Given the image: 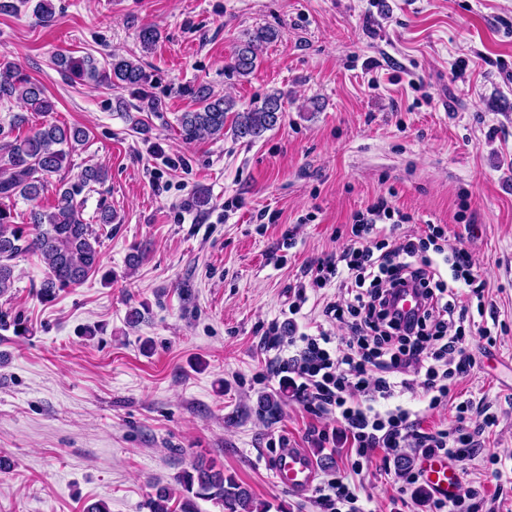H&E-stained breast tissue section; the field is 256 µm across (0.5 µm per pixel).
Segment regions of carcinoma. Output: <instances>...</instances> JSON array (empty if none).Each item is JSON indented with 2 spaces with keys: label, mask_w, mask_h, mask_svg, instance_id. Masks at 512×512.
<instances>
[{
  "label": "carcinoma",
  "mask_w": 512,
  "mask_h": 512,
  "mask_svg": "<svg viewBox=\"0 0 512 512\" xmlns=\"http://www.w3.org/2000/svg\"><path fill=\"white\" fill-rule=\"evenodd\" d=\"M278 32L261 27L239 46L228 68L240 77L253 73L258 65V51L274 42ZM58 71L66 80H88L124 88L144 98L150 77L140 60L112 56L103 65L90 56L56 57ZM194 108L177 117L179 134L191 141L203 135L224 136L228 113H234L230 132L236 140L248 142L261 138L282 119L284 95L275 90L254 101L242 111L235 101L214 94L206 85L188 89ZM0 101H16L28 112L48 113L54 102L44 88L0 59ZM88 132L80 127L46 123L29 134L0 146V295L14 282L12 261L20 254L32 252L46 266V277L39 295L48 300L63 288L83 284L101 268L99 236L83 218V202L77 199L74 185L62 182L55 186L53 203L36 205L29 211L26 224H7V204L21 198L34 202L48 191L50 178L58 173L76 147L86 143ZM108 178L107 168L94 165L80 174L83 185L101 184ZM179 495L161 486L150 501L152 512H199L197 501H211L222 512H263L265 505L255 502L250 491L224 466L214 459L199 458L176 476Z\"/></svg>",
  "instance_id": "cac0c4a2"
}]
</instances>
